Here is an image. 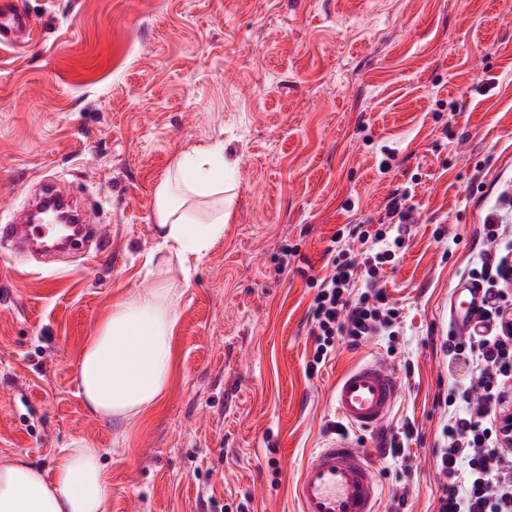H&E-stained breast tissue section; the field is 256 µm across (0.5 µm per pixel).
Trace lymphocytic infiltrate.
Segmentation results:
<instances>
[{
	"label": "lymphocytic infiltrate",
	"mask_w": 512,
	"mask_h": 512,
	"mask_svg": "<svg viewBox=\"0 0 512 512\" xmlns=\"http://www.w3.org/2000/svg\"><path fill=\"white\" fill-rule=\"evenodd\" d=\"M354 231L360 241L373 243L363 262L348 258L346 249L332 251L331 273L309 281L317 289L310 306L313 369L327 361L337 338L355 346L368 337L391 333L396 325L398 311L388 306L376 284L393 248L402 247L403 240L359 224ZM506 266L496 254L481 259L478 276L492 302L479 308L478 315L491 324V335L449 336L442 343L446 358L471 365L472 381L451 386L444 398L446 406L457 405L461 411L449 418L444 427L446 444L437 450L436 512H512V448L504 446L499 427L503 397L512 388V334L504 330V315L512 309L502 277ZM360 273L365 287L355 295L351 287Z\"/></svg>",
	"instance_id": "lymphocytic-infiltrate-1"
}]
</instances>
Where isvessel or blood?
<instances>
[{"label": "vessel or blood", "mask_w": 512, "mask_h": 512, "mask_svg": "<svg viewBox=\"0 0 512 512\" xmlns=\"http://www.w3.org/2000/svg\"><path fill=\"white\" fill-rule=\"evenodd\" d=\"M33 25L28 14L0 0V44L22 46L29 42ZM45 224H1V241L42 237ZM485 297L483 286L467 283L451 298V311L460 335L478 331L475 310ZM401 395L397 374L383 361L373 359L345 370L338 378L333 406L352 429V436L331 438L304 459L295 495L300 512H377L379 485L372 449L360 445L357 434H375L387 424Z\"/></svg>", "instance_id": "b4317fda"}]
</instances>
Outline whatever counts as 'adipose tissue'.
Returning <instances> with one entry per match:
<instances>
[{"label": "adipose tissue", "instance_id": "adipose-tissue-1", "mask_svg": "<svg viewBox=\"0 0 512 512\" xmlns=\"http://www.w3.org/2000/svg\"><path fill=\"white\" fill-rule=\"evenodd\" d=\"M221 162L210 147L181 153L154 196L160 246L145 266L162 272V280L115 301L84 346L80 394L86 407L104 419L135 424L167 391L179 305L164 275L175 268L188 273L190 259L203 258L223 239L224 208L233 199L215 173ZM103 455V449L83 439L57 458L49 475L20 460L1 462L0 512H106L110 475Z\"/></svg>", "mask_w": 512, "mask_h": 512}]
</instances>
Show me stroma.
Masks as SVG:
<instances>
[{"mask_svg": "<svg viewBox=\"0 0 512 512\" xmlns=\"http://www.w3.org/2000/svg\"><path fill=\"white\" fill-rule=\"evenodd\" d=\"M35 25L0 47V224L40 190L84 201L101 239L30 257L0 244V459L51 472L104 448L107 512H298L304 458L330 436L338 375L400 377L378 512H434L449 299L481 253L480 217L512 182V0H15ZM465 101L463 111L452 109ZM219 144L234 205L189 278L160 406L128 427L84 405L83 347L120 295L155 287L156 185ZM408 193L410 224L383 226ZM402 236L381 283L396 336L337 339L309 373L308 322L336 234ZM411 472L405 506L391 496Z\"/></svg>", "mask_w": 512, "mask_h": 512, "instance_id": "35a3bbf8", "label": "stroma"}]
</instances>
